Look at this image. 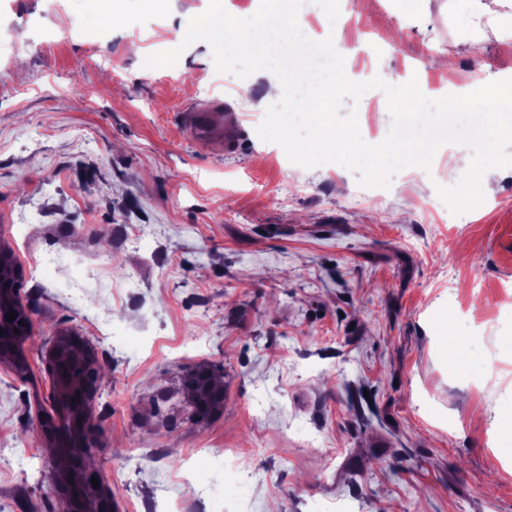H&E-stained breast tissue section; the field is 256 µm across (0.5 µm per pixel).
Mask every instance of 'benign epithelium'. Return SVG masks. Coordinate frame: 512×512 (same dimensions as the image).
Segmentation results:
<instances>
[{
    "label": "benign epithelium",
    "instance_id": "7a95c632",
    "mask_svg": "<svg viewBox=\"0 0 512 512\" xmlns=\"http://www.w3.org/2000/svg\"><path fill=\"white\" fill-rule=\"evenodd\" d=\"M21 271L0 246V367L17 374L28 371L25 345L32 333L29 310L24 303ZM14 311L16 318L6 320ZM19 333H14V329ZM50 376V399L54 416L42 421L45 439L52 448L53 471L67 474V479L55 487L58 512H118L117 497L104 482L92 486L91 479L99 477L96 470L86 466L99 430L94 424L93 407L98 381L94 370L98 361L94 348L71 330L59 333L45 354ZM197 381L186 388L188 399L209 417L224 405L223 387L216 385L215 373L208 368L193 371Z\"/></svg>",
    "mask_w": 512,
    "mask_h": 512
}]
</instances>
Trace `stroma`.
<instances>
[{
    "label": "stroma",
    "instance_id": "stroma-1",
    "mask_svg": "<svg viewBox=\"0 0 512 512\" xmlns=\"http://www.w3.org/2000/svg\"><path fill=\"white\" fill-rule=\"evenodd\" d=\"M208 6L0 0L15 42L0 49V242L33 323L27 376L0 368V512L56 507L44 356L65 328L97 353L94 464L120 512H512V169L452 224L428 204L468 172L467 146L399 169L379 198L340 164L301 166L256 134L262 76L183 45ZM339 7L335 25L313 0L300 14L350 80L389 72L440 99L456 87L431 60L453 48L456 69L484 59L512 85V56L489 28L466 43L451 0ZM219 101L243 128L234 152L184 126ZM341 112L370 144L392 124L379 89ZM464 319L487 342L479 376L448 360ZM203 364L224 407L198 423L183 385Z\"/></svg>",
    "mask_w": 512,
    "mask_h": 512
}]
</instances>
